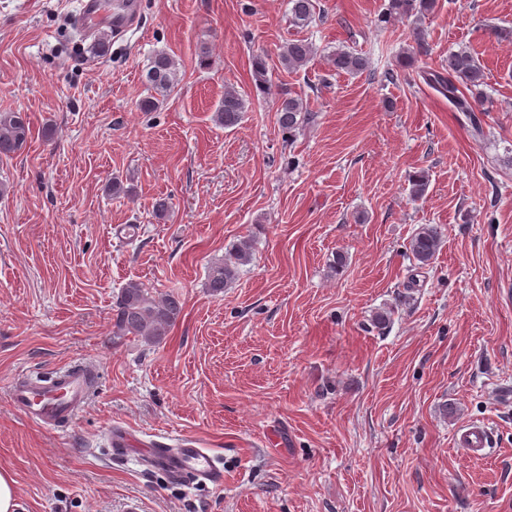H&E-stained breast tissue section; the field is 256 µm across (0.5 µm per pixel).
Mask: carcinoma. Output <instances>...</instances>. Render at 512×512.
I'll return each mask as SVG.
<instances>
[{"label": "carcinoma", "mask_w": 512, "mask_h": 512, "mask_svg": "<svg viewBox=\"0 0 512 512\" xmlns=\"http://www.w3.org/2000/svg\"><path fill=\"white\" fill-rule=\"evenodd\" d=\"M436 0H389L387 11L400 18L422 20L433 13ZM290 21L297 27L310 25L315 18L314 0H288ZM315 48L306 39H291L278 53L280 66L296 70L307 65L314 56ZM329 64L338 74L358 76L368 69L364 56L344 48H336L329 55ZM253 80L257 90L262 91L270 83L268 58L257 55L252 62ZM426 83L436 92L448 98L458 112L469 113L472 132L482 134L480 119L475 115V104L481 102L486 86L485 70L470 49L462 47L448 52L438 70L424 75ZM176 80L175 65L170 55L156 52L150 62L146 81L153 89L165 92ZM246 109V100L234 89L224 91V99L217 109L219 121L226 127L238 123ZM279 130L288 136L295 135L303 125L313 120L307 103L299 95L286 93L281 96L276 109ZM29 129L24 118L15 112L0 113V155L9 156L22 148L27 141ZM428 184V176L420 171L410 176V195L421 198ZM442 238L441 228L436 224H424L409 241L413 257L423 265L434 259ZM249 242L238 243L233 252L223 259L211 263L207 271V288L218 295L236 279L239 266L249 262ZM182 313V303L174 294L156 298L137 282H129L121 289L115 302L113 334L118 337L135 336L150 343L164 339Z\"/></svg>", "instance_id": "cac0c4a2"}]
</instances>
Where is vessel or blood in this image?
Masks as SVG:
<instances>
[{"label":"vessel or blood","instance_id":"b4317fda","mask_svg":"<svg viewBox=\"0 0 512 512\" xmlns=\"http://www.w3.org/2000/svg\"><path fill=\"white\" fill-rule=\"evenodd\" d=\"M135 9L134 0H81L78 24L92 36L122 33L131 29ZM93 387L94 375L83 366L57 372L46 379L22 374L12 384L10 400L35 424L53 428L75 417ZM491 436L487 425L469 422L458 427L454 441L469 458L480 461L489 453ZM144 457L149 466L174 477L189 474L195 481L216 483L223 476L215 457L190 437L180 439L173 448L155 444L145 449Z\"/></svg>","mask_w":512,"mask_h":512}]
</instances>
